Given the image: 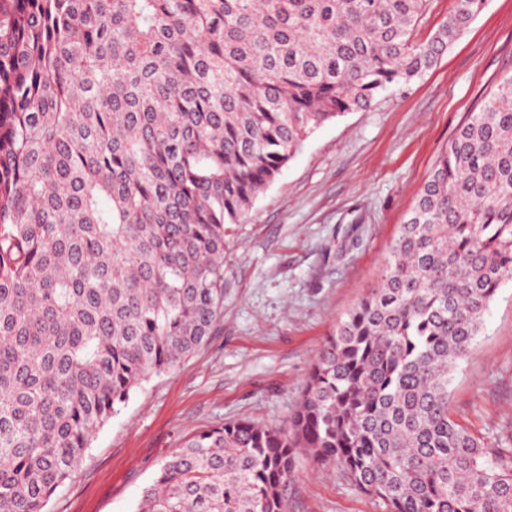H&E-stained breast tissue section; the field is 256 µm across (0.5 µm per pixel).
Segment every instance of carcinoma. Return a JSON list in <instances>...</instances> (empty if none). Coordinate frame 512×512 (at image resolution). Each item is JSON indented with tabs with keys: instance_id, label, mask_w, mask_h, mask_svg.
Segmentation results:
<instances>
[{
	"instance_id": "carcinoma-1",
	"label": "carcinoma",
	"mask_w": 512,
	"mask_h": 512,
	"mask_svg": "<svg viewBox=\"0 0 512 512\" xmlns=\"http://www.w3.org/2000/svg\"><path fill=\"white\" fill-rule=\"evenodd\" d=\"M453 0H0V512H46L97 431L209 339L224 250L308 134L430 69ZM512 280V80L471 114L288 426L191 436L136 512H287L300 456L387 512H512V448L449 413ZM451 0H432L429 12L420 21L413 35L418 43L427 41L448 20Z\"/></svg>"
}]
</instances>
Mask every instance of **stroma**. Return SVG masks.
Segmentation results:
<instances>
[{
    "instance_id": "obj_1",
    "label": "stroma",
    "mask_w": 512,
    "mask_h": 512,
    "mask_svg": "<svg viewBox=\"0 0 512 512\" xmlns=\"http://www.w3.org/2000/svg\"><path fill=\"white\" fill-rule=\"evenodd\" d=\"M510 80L512 0H485L433 68L311 132L235 227L209 341L119 406L48 512H135L192 433L242 417L285 426L326 337L376 288L441 153ZM449 391L451 415L470 433L512 440V281L498 289ZM286 498L288 512H385L339 466L306 457Z\"/></svg>"
}]
</instances>
